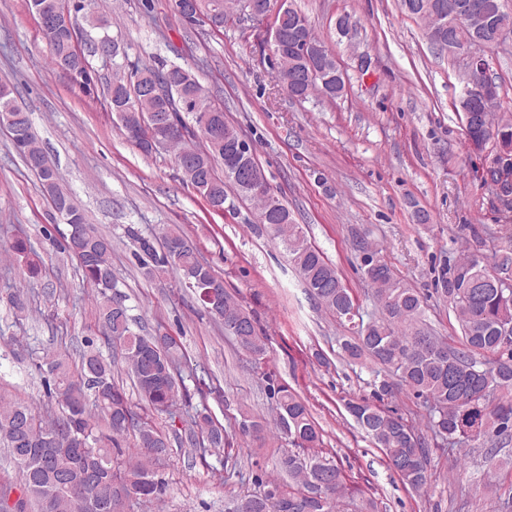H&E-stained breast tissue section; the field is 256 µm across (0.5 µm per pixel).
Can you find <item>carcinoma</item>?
<instances>
[{
    "label": "carcinoma",
    "mask_w": 512,
    "mask_h": 512,
    "mask_svg": "<svg viewBox=\"0 0 512 512\" xmlns=\"http://www.w3.org/2000/svg\"><path fill=\"white\" fill-rule=\"evenodd\" d=\"M404 14L421 22L425 35L443 24L442 7L452 0H417L419 8ZM496 24L512 29V9L505 0H483ZM44 7L45 17L67 13L80 34L79 18L94 25L104 21L86 13L87 0H28L32 11ZM199 11L216 23L229 19L227 0H199ZM295 9L276 14L280 51L274 55L275 79L289 97L305 100L314 93L334 101L346 91L345 78H336V59L326 52L315 64L310 82L297 87L289 82L296 74L309 71L307 60L295 50L299 19ZM56 69L81 53L78 40L66 29L44 32ZM174 70L175 79L162 97H149L141 82ZM110 111L120 112V123L139 132L132 141L145 154L168 153L180 179L192 187L208 205L218 201L246 200L257 217L264 213L276 218L269 224L270 235L284 245L305 288L315 304L336 318L350 332L337 339L338 354L350 362L366 357L373 367V398L383 399L405 388L422 402L434 437L450 447H463L480 440L493 448L512 439V398L495 399L497 391H512V335L502 336L503 308L512 299V279L504 272L512 267V256L504 254L490 264L474 251L460 254L449 271L444 295L462 333L459 347L432 334L423 323L424 300L412 285L397 278L380 256V250L356 240L359 269L372 287L378 312H369L358 302L338 269L324 253L308 242L302 225L288 205L265 182L243 187L238 181L240 158L231 152L238 139L235 127L226 119L224 107L212 100L197 75L164 58L149 64L130 63L124 51L112 56V82L106 84ZM499 85L472 133H464L469 152L489 129H499L512 144V112L504 111ZM218 124L223 129L218 142L208 139L204 128ZM25 165L37 176L41 193L57 212L72 216L69 233L63 235L61 250L77 262L83 283L92 290L99 332L108 348L121 352L128 374L147 407L165 414L170 422L184 424L185 441L200 455H218L231 445L230 434L212 415L209 400L223 398L212 377L188 364L177 341L168 335L136 331L137 319L125 304L112 263V242L86 223L83 212L61 187L62 176L51 162L33 131L28 112L12 97L10 85L0 83V126ZM124 235L140 258L143 275L158 278L175 274L179 285L202 281L222 289V301L212 306L199 302L204 313L224 325V332L236 339L255 368L268 359V338L251 314L224 289V281L210 265L201 261L183 233L164 227L156 235H145L135 224L124 225ZM13 261L24 267L28 277L42 271L40 256L28 238L16 235L9 245ZM469 270L475 280L500 276V287L464 288L460 271ZM80 361L77 377L63 364L46 361L56 396L55 409L41 412L31 405L0 396V442L22 472V485L15 501L12 489L0 491V512H25L33 503L37 512H124L127 502H154L161 498L166 480L156 468L159 457L170 452V438L151 420L134 412L124 388L113 381L112 360L103 356L92 342L76 350ZM193 387H188L186 381ZM198 396L194 412L182 416L178 401L191 402ZM266 395L270 417H253L239 423L248 435L271 432L283 440L278 465L287 480L265 481L260 493L239 492L224 501V512H375L371 499L354 504L355 490L343 471L322 448L319 427L306 402L288 386L267 378ZM348 412L365 434L385 455L399 480L416 492L427 489L432 449L429 442L397 412L367 398L346 402ZM135 437L132 448L121 447L127 435ZM86 486L88 498L75 501L70 482Z\"/></svg>",
    "instance_id": "1"
}]
</instances>
